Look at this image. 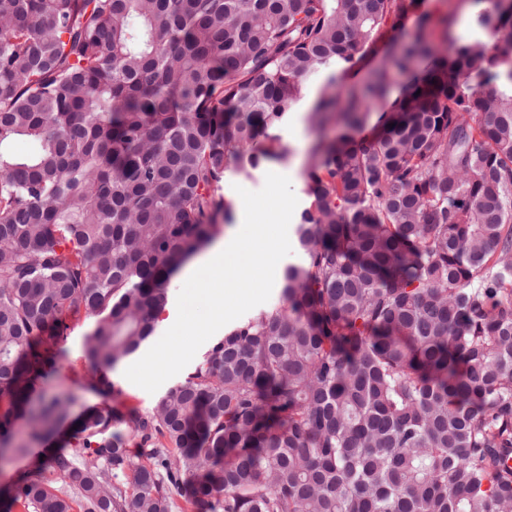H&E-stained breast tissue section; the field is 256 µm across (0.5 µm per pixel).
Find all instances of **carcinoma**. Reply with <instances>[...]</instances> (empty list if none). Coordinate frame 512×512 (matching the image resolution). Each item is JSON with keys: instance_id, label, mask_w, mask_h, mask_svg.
I'll list each match as a JSON object with an SVG mask.
<instances>
[{"instance_id": "obj_1", "label": "carcinoma", "mask_w": 512, "mask_h": 512, "mask_svg": "<svg viewBox=\"0 0 512 512\" xmlns=\"http://www.w3.org/2000/svg\"><path fill=\"white\" fill-rule=\"evenodd\" d=\"M489 3L448 56L417 0H0V437L22 419L34 441L69 414L31 400L69 322L94 321L114 397L107 370L230 220L228 161L286 156L304 82L416 15L310 109L349 132L311 150L282 305L151 410H87L4 512H73L57 482L83 512H512V0ZM415 15H410L406 22L405 28L401 33L389 29L390 24L384 27L383 35L375 45L373 51L367 52L364 56L357 54L358 65L354 76L346 79V83H362L368 79L372 71L376 68L378 61L386 54L392 47L394 38L398 40L408 39V36L413 32Z\"/></svg>"}]
</instances>
